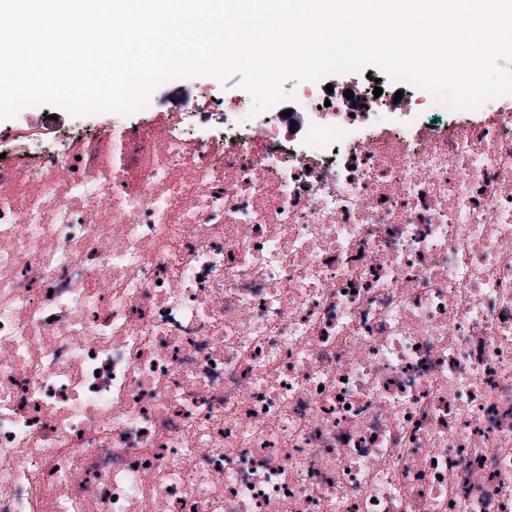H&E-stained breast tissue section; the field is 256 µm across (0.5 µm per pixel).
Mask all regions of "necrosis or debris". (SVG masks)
Instances as JSON below:
<instances>
[{"mask_svg": "<svg viewBox=\"0 0 512 512\" xmlns=\"http://www.w3.org/2000/svg\"><path fill=\"white\" fill-rule=\"evenodd\" d=\"M381 87L0 138V512H512V94ZM409 95L411 104L403 112H430L434 113L433 118L440 120L442 116L446 115L443 112H447V107L436 103L431 94L425 89L413 85Z\"/></svg>", "mask_w": 512, "mask_h": 512, "instance_id": "necrosis-or-debris-1", "label": "necrosis or debris"}]
</instances>
